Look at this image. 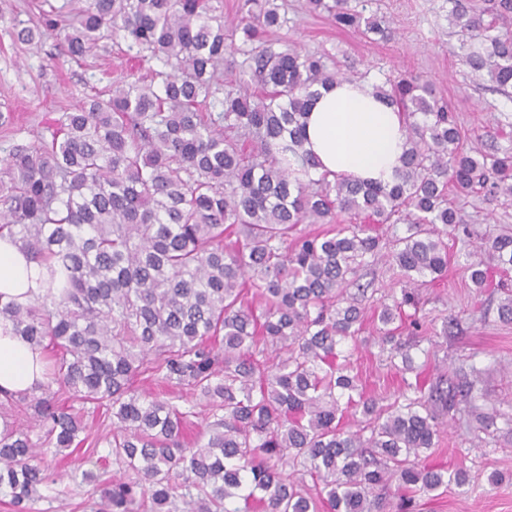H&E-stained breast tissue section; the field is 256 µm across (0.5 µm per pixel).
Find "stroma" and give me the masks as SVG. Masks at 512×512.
I'll use <instances>...</instances> for the list:
<instances>
[{
    "label": "stroma",
    "mask_w": 512,
    "mask_h": 512,
    "mask_svg": "<svg viewBox=\"0 0 512 512\" xmlns=\"http://www.w3.org/2000/svg\"><path fill=\"white\" fill-rule=\"evenodd\" d=\"M284 25L270 34L273 45L293 42L301 50L324 56L329 67L348 74H366L384 84L401 73L421 76L436 97L455 109L466 140L495 131L497 122H512V96L494 90L489 82L475 81L453 54L459 41L448 20V0H350L367 13L383 16L394 29L393 39H370L354 31L337 29L325 12L310 13L306 0H277ZM38 12L32 0H0V160L17 143L36 145L49 139L56 119L113 81L131 73L141 75L160 68L158 60L141 64L124 43L102 39L81 60L66 53L64 33L45 31L39 41L22 43L16 30L36 25ZM475 238L448 243V275L442 281L418 288L417 314L427 327L430 355L414 350L417 364L425 368L427 382L440 375L454 381L477 379L478 398L468 411L446 417L435 447L424 450V463L454 470L464 467L470 483L425 495L415 493V512H512V432L500 429L486 436L480 428L481 413L498 409L512 414V322H502L498 307L512 277L504 287L475 288L464 267L473 261L483 241L512 234V198H463ZM399 272L382 256L363 272L368 291L366 309L399 294ZM456 316L457 326L443 322ZM367 391L395 400L402 374L380 355L377 346L360 342L354 356ZM83 441L65 461L54 460V481L43 488L33 512H95L100 500L96 484L78 473L88 470L104 480L120 473L99 442L112 433L107 408L86 405L82 413Z\"/></svg>",
    "instance_id": "obj_1"
}]
</instances>
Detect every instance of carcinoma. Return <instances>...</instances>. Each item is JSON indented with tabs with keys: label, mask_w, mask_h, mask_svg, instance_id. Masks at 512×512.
<instances>
[{
	"label": "carcinoma",
	"mask_w": 512,
	"mask_h": 512,
	"mask_svg": "<svg viewBox=\"0 0 512 512\" xmlns=\"http://www.w3.org/2000/svg\"><path fill=\"white\" fill-rule=\"evenodd\" d=\"M227 42L222 0H88L66 25L67 54L93 52L103 33L163 60L170 71L113 82L106 98L62 115L51 140L15 144L0 169V238L48 266L44 294L1 303L0 318L47 353L46 382L0 395V494L30 512L51 480L52 459L78 445L81 420L60 392L112 409V463L124 478L102 488L107 512H409L408 491L464 485L419 464L439 412L456 407L441 378L422 395L414 365L422 324L404 307L415 288L448 269L447 238L469 224L454 194L512 197V149L464 145L448 103L419 77L379 92L408 123L393 182L314 176L306 118L319 88L343 79L323 57L263 33L280 28L276 0H246ZM456 55L472 76L512 88V0H448ZM336 27L387 39L384 20L349 0H307ZM251 83L221 90L229 53ZM210 108L200 111V106ZM349 216L346 224L335 217ZM392 236L401 300L380 302L375 342L415 381L383 405L358 384L353 349L362 333L350 285ZM301 224H321L315 232ZM484 253L512 269V236ZM475 287L489 266H469ZM189 389L181 407L136 389L134 379ZM207 410L193 445L182 431ZM369 422L336 423L344 409ZM320 486L311 494L305 484Z\"/></svg>",
	"instance_id": "cac0c4a2"
}]
</instances>
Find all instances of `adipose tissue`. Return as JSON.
Instances as JSON below:
<instances>
[{
  "instance_id": "adipose-tissue-1",
  "label": "adipose tissue",
  "mask_w": 512,
  "mask_h": 512,
  "mask_svg": "<svg viewBox=\"0 0 512 512\" xmlns=\"http://www.w3.org/2000/svg\"><path fill=\"white\" fill-rule=\"evenodd\" d=\"M407 135L403 117L377 95L373 82L340 80L322 89L314 103L305 147L318 160L317 173L388 183L402 166ZM46 277L43 265L0 240L1 296L26 301L28 293L42 290ZM45 365L41 350L0 319V389L32 390L45 382Z\"/></svg>"
}]
</instances>
